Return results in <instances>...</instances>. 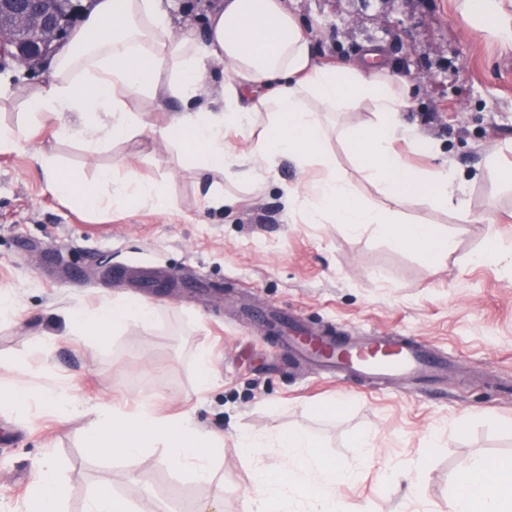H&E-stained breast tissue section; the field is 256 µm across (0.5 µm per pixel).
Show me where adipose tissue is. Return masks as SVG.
<instances>
[{
    "instance_id": "1",
    "label": "adipose tissue",
    "mask_w": 512,
    "mask_h": 512,
    "mask_svg": "<svg viewBox=\"0 0 512 512\" xmlns=\"http://www.w3.org/2000/svg\"><path fill=\"white\" fill-rule=\"evenodd\" d=\"M85 27L95 32L94 42L75 38L57 56L51 82L27 95L32 115L105 114L112 119L113 138L146 130L177 145L200 169H218L244 181H260L279 158L294 160L303 170L319 164L321 176L307 188V223L328 217L354 233L369 229L433 260L447 254L450 238L438 227L406 221L403 210L416 205L445 208L470 222L469 207L457 196L448 169L416 170L392 147L404 125L402 114L412 106L410 86L392 75L377 50L360 65H317L308 35L284 0H224L199 38L173 32L165 0H98ZM217 61L224 64L225 79L222 101L213 105L200 96ZM132 96L160 103L175 100L181 109L167 124L156 126L148 113L128 108L126 100ZM310 98L315 107L307 106ZM364 106L371 109L372 120L346 132L344 139L359 171L389 200L386 208L360 203L351 182L325 155L328 135L322 113ZM258 120L263 130L251 150H229L227 129L245 134ZM40 163L51 191L73 196L88 208L110 198L126 205L164 203L156 184L130 174L119 177L106 170L99 183L78 186L53 158ZM154 314L145 300L77 309L70 315L69 333L101 343L128 322L146 323ZM158 397L155 391L139 396L132 413L98 409L86 434L87 446L108 444L114 457L129 462L142 449H165V464L214 488L211 501L195 512H221L224 484L214 479L210 451L222 447L223 438L197 429L187 417H160ZM240 446L246 452L275 449L287 462L283 469H259L260 495L248 501L246 512H270L291 489L305 493L308 512H353L332 496L336 484L350 480V472L325 462L309 433L291 430L273 438L247 434ZM448 512H512V461L474 457L456 476Z\"/></svg>"
}]
</instances>
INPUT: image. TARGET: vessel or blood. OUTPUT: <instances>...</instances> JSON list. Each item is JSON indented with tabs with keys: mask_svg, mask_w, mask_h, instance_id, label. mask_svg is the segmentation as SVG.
Masks as SVG:
<instances>
[{
	"mask_svg": "<svg viewBox=\"0 0 512 512\" xmlns=\"http://www.w3.org/2000/svg\"><path fill=\"white\" fill-rule=\"evenodd\" d=\"M255 325H276V355L306 362L339 380L384 379L420 388L439 384L448 376L444 354L425 341L407 336H337L309 331L298 319L254 306L247 312Z\"/></svg>",
	"mask_w": 512,
	"mask_h": 512,
	"instance_id": "obj_1",
	"label": "vessel or blood"
}]
</instances>
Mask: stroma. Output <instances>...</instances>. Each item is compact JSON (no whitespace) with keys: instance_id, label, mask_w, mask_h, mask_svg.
Instances as JSON below:
<instances>
[{"instance_id":"obj_1","label":"stroma","mask_w":512,"mask_h":512,"mask_svg":"<svg viewBox=\"0 0 512 512\" xmlns=\"http://www.w3.org/2000/svg\"><path fill=\"white\" fill-rule=\"evenodd\" d=\"M217 2L170 0L175 32L203 33ZM287 4L319 63L355 62L367 45H382L413 95L403 115L411 132L397 150L416 168L444 161L458 172L472 222L441 209L407 210L408 220L451 239L436 264L367 230L307 224L294 191L318 169L303 174L285 160L261 187L225 183L236 207L209 208L195 169L150 133L115 141L104 127L94 151L82 138H56L59 117H30L24 94L49 80L51 59L6 61L0 76H10L16 94L0 101V126L23 127L25 136L18 149L0 151V294L15 303L13 316L0 320V386L28 379L76 397L82 413L63 420L43 405L28 418L0 405V512H23L45 470L68 487L64 512H84L105 485L132 512H187L207 500L212 485L167 466L164 449H144L129 464L86 445L99 407L126 408L161 386L159 414L185 415L224 435L215 452L222 512H244L258 468L284 464L265 448L244 455L246 433L311 434L325 461L354 473L333 497L362 512H448L455 477L471 459H512V269L479 258L491 238L512 249V223L484 218L492 196L512 211V187L484 167L498 150L512 166V45L475 29L461 0ZM370 118L364 107L330 115L337 131L327 148L356 195L377 206L382 196L356 171L341 136ZM41 153L81 183L123 164L159 184L167 204L84 208L48 189ZM139 267L174 282L153 297L151 322L128 323L102 344L68 335L69 310L140 299L139 283L125 278ZM254 304L288 310L313 331L420 337L444 352L448 379L422 395L280 362L272 335L243 318ZM203 351L214 364L205 388L196 373ZM365 433L373 445L362 451L355 441Z\"/></svg>"}]
</instances>
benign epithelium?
Segmentation results:
<instances>
[{"mask_svg": "<svg viewBox=\"0 0 512 512\" xmlns=\"http://www.w3.org/2000/svg\"><path fill=\"white\" fill-rule=\"evenodd\" d=\"M49 0H0V35L9 34L5 44L10 57L20 62L37 61L54 52L59 31Z\"/></svg>", "mask_w": 512, "mask_h": 512, "instance_id": "7a95c632", "label": "benign epithelium"}]
</instances>
